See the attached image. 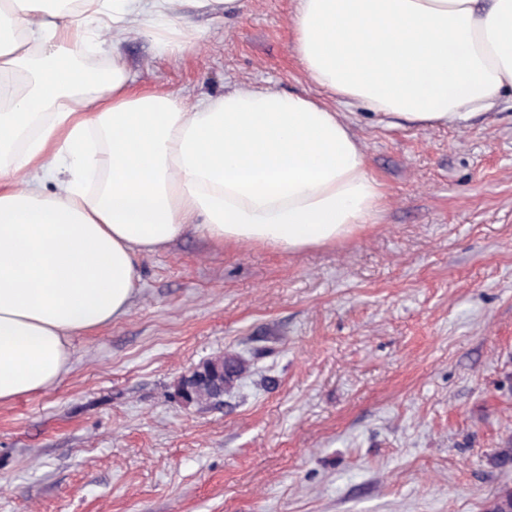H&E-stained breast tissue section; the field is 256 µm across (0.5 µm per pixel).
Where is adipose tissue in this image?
Segmentation results:
<instances>
[{
    "label": "adipose tissue",
    "instance_id": "obj_1",
    "mask_svg": "<svg viewBox=\"0 0 512 512\" xmlns=\"http://www.w3.org/2000/svg\"><path fill=\"white\" fill-rule=\"evenodd\" d=\"M236 0H0V405L50 389L73 336L124 316L141 258L187 229L298 253L359 234L385 193L341 112L243 86L192 108L138 86L134 32L176 59L184 12ZM294 49L344 103L418 128L512 91V0H298ZM54 190H46L45 179Z\"/></svg>",
    "mask_w": 512,
    "mask_h": 512
}]
</instances>
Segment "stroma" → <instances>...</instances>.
<instances>
[{"label": "stroma", "instance_id": "obj_1", "mask_svg": "<svg viewBox=\"0 0 512 512\" xmlns=\"http://www.w3.org/2000/svg\"><path fill=\"white\" fill-rule=\"evenodd\" d=\"M176 60L119 47L186 105L236 85L324 98L297 0H239ZM386 203L336 246L145 255L126 315L75 337L54 386L0 405V512H481L512 438V96L433 128L341 103ZM257 372L199 409L180 377L222 351Z\"/></svg>", "mask_w": 512, "mask_h": 512}]
</instances>
